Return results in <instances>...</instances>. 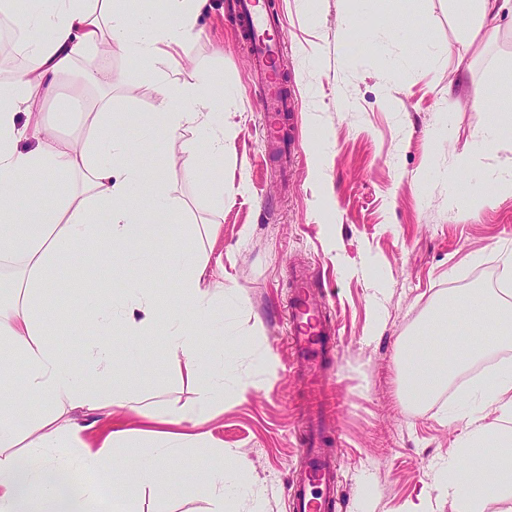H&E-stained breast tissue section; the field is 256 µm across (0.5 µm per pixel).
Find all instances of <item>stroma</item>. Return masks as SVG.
I'll list each match as a JSON object with an SVG mask.
<instances>
[{
	"instance_id": "obj_1",
	"label": "stroma",
	"mask_w": 512,
	"mask_h": 512,
	"mask_svg": "<svg viewBox=\"0 0 512 512\" xmlns=\"http://www.w3.org/2000/svg\"><path fill=\"white\" fill-rule=\"evenodd\" d=\"M231 2L208 0L171 72L222 86L223 159L187 177L179 143L164 139L160 156L143 162L169 167L183 205L170 218L175 230L214 225L199 245L224 316L210 336L198 338L197 351L207 358L215 336L244 338V347L224 353L231 365L226 378L253 389L226 401L203 425L206 451L185 445L161 484L128 492L141 512H209L192 478L231 452L241 476L255 484L253 494L230 503L231 512H287L301 430L296 406L305 392L286 343L287 305L290 272L302 266L319 280L336 327L340 512H421L427 501L434 512H454L436 472L447 462L458 476L466 422L457 412L479 378L512 362V346L472 364L418 408L404 396L400 349L448 296L496 290L503 257L512 253V193L488 202L479 188L512 163V138L491 151L478 147L492 113L512 110V98L501 93L512 84V11L496 19L492 41L467 50L451 0H265L268 11L284 16L276 31L279 66L284 87L297 95L288 125L298 150L283 168L268 157L261 87ZM462 74L480 102L449 93ZM155 105L144 67L126 53L113 54L112 110L120 130L136 134L137 119ZM454 177L471 191L466 204L450 198ZM217 179L224 182L220 209L204 195ZM177 259L163 234L135 270L113 254L106 282L95 268L65 257L58 263L62 285L47 288L48 302L79 319L93 292L120 291L131 273L174 299L176 285L161 270ZM43 320L48 343L81 365L92 330L73 331L49 314ZM112 343L116 393L132 394L148 410L195 401L194 383L164 337L131 349L117 331ZM261 353L272 358L269 370L254 361ZM70 417L83 426L79 441L48 449V458L97 449L113 427L129 432L112 450L116 460L152 453L142 435L149 423L136 413L108 417L78 409Z\"/></svg>"
}]
</instances>
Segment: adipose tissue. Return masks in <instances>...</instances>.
<instances>
[{"label": "adipose tissue", "instance_id": "1", "mask_svg": "<svg viewBox=\"0 0 512 512\" xmlns=\"http://www.w3.org/2000/svg\"><path fill=\"white\" fill-rule=\"evenodd\" d=\"M512 0H455L467 40H475L490 16L500 14ZM128 0H0V14L13 22L25 66L9 81H0V268L20 271L11 281L12 302H0V346L19 355L26 393L42 405L32 420H21L11 408L0 406V512H97L100 488L93 483L66 487L65 476L77 469L111 474L112 447L127 440L117 429L104 436L97 451L78 459L44 462L39 449L57 447L61 438L77 439L81 427L64 419L63 405L112 414L126 406L112 388L111 336L122 329L128 345H140L166 326L168 349L183 358L197 387L196 402L188 407L151 415L148 436L151 461H139L127 470L136 485L158 484L188 438L187 428L209 421L225 400L243 396L248 384L224 382V356L199 360L192 334L211 324L216 312L203 287L201 257L195 235H176L172 241L183 258L167 267L177 284L180 302L171 306L155 299L151 288L128 280L120 295L94 296L82 318L94 330L86 346L85 370L64 363L49 346L41 321L45 288L59 259L68 255L112 267V250L135 257L147 256L157 231V219L176 208L165 166L148 168L138 157L156 152L150 137H121L112 129V97H92L98 74L82 77L71 87L73 106L86 109L89 133L79 139L53 134L36 112L40 93L51 92L55 82L69 74L89 51L122 46L144 61L148 69L171 65L173 52L194 35L195 18L207 0H167L169 19L156 23L142 14L132 17ZM158 106L148 113L146 125L161 128L167 139L181 143L182 168L193 174L204 160L224 156L221 122L224 94L209 80L183 82L166 77L156 85ZM26 114L17 125V114ZM35 140L23 151L19 143ZM52 174L43 184L44 174ZM39 191L40 203L18 212L14 201ZM454 315L467 317L470 331L454 337L451 346L433 348L423 340L411 342L401 365L405 396L420 405L434 396L458 372L502 345L512 344V307L479 291L459 295L451 302ZM474 396L496 405L500 421L485 423L481 410L465 413L467 432L462 454L479 457L477 477L449 479L440 472L456 512H477L483 499L512 489V366L487 373L473 388ZM36 453L27 462L15 454L21 441ZM194 484L224 512L228 497L247 494L250 485L239 477L234 456H225L221 468L194 477Z\"/></svg>", "mask_w": 512, "mask_h": 512}]
</instances>
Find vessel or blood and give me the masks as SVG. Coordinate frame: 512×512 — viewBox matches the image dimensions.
Segmentation results:
<instances>
[{
    "label": "vessel or blood",
    "instance_id": "vessel-or-blood-1",
    "mask_svg": "<svg viewBox=\"0 0 512 512\" xmlns=\"http://www.w3.org/2000/svg\"><path fill=\"white\" fill-rule=\"evenodd\" d=\"M255 70L263 84L261 110L266 116L268 138L273 150H280L279 125L284 112L294 108L295 99L284 89L275 61L277 44L257 38L252 41ZM312 279L296 273L288 301V346L296 371L313 387L310 398L300 407L303 430L299 441V466L289 485L290 512H334L338 459L327 443V369L336 344V329L325 308L316 303Z\"/></svg>",
    "mask_w": 512,
    "mask_h": 512
}]
</instances>
